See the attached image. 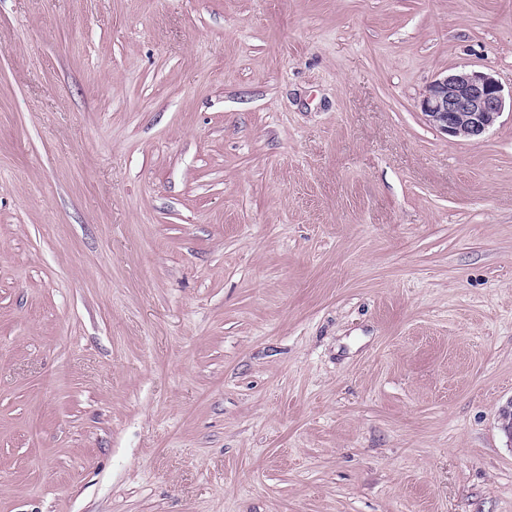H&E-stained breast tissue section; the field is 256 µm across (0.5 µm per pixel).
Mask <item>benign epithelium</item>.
I'll return each mask as SVG.
<instances>
[{"instance_id":"1","label":"benign epithelium","mask_w":512,"mask_h":512,"mask_svg":"<svg viewBox=\"0 0 512 512\" xmlns=\"http://www.w3.org/2000/svg\"><path fill=\"white\" fill-rule=\"evenodd\" d=\"M501 84L491 74L460 70L434 80L420 103L430 125L451 137L477 139L504 112Z\"/></svg>"}]
</instances>
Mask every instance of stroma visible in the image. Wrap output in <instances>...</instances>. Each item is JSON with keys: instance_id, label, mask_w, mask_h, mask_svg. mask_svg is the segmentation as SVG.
Listing matches in <instances>:
<instances>
[{"instance_id": "obj_1", "label": "stroma", "mask_w": 512, "mask_h": 512, "mask_svg": "<svg viewBox=\"0 0 512 512\" xmlns=\"http://www.w3.org/2000/svg\"><path fill=\"white\" fill-rule=\"evenodd\" d=\"M512 0H0V512H512ZM501 84L491 74L460 70L434 80L420 103L430 125L451 137L477 139L504 112Z\"/></svg>"}]
</instances>
